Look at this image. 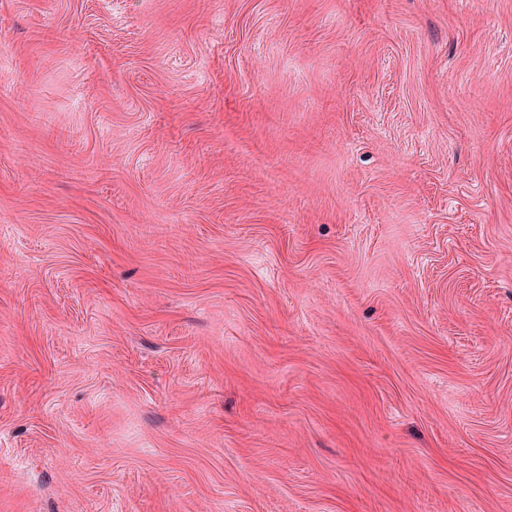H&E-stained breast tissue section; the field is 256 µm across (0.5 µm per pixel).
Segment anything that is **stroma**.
Returning a JSON list of instances; mask_svg holds the SVG:
<instances>
[{"label":"stroma","instance_id":"35a3bbf8","mask_svg":"<svg viewBox=\"0 0 512 512\" xmlns=\"http://www.w3.org/2000/svg\"><path fill=\"white\" fill-rule=\"evenodd\" d=\"M0 512H512V0H0Z\"/></svg>","mask_w":512,"mask_h":512}]
</instances>
